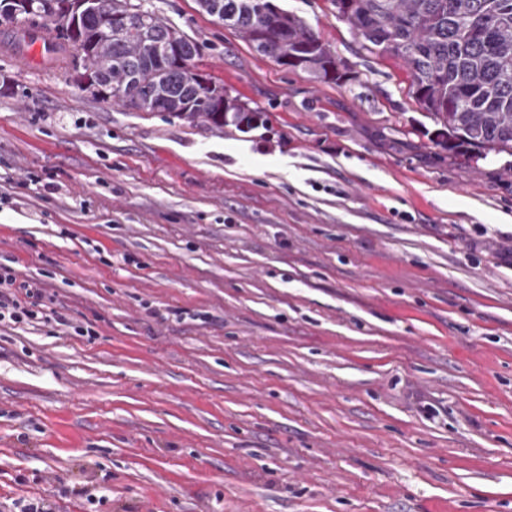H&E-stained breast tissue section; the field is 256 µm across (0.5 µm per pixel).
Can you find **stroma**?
<instances>
[{
    "instance_id": "obj_1",
    "label": "stroma",
    "mask_w": 512,
    "mask_h": 512,
    "mask_svg": "<svg viewBox=\"0 0 512 512\" xmlns=\"http://www.w3.org/2000/svg\"><path fill=\"white\" fill-rule=\"evenodd\" d=\"M139 2L269 124L0 52V266L49 292L0 324V512H512V156L436 147L331 0L275 2L346 85Z\"/></svg>"
}]
</instances>
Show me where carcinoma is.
<instances>
[{"mask_svg": "<svg viewBox=\"0 0 512 512\" xmlns=\"http://www.w3.org/2000/svg\"><path fill=\"white\" fill-rule=\"evenodd\" d=\"M370 54L402 62L409 91L440 129L433 144L485 158L512 155V0H332ZM201 12L234 29L255 51L290 71L342 85L356 80L330 44L287 12L256 0H197ZM57 66L91 80L136 112H163L211 130L244 132L265 123L232 90L192 69L198 45L132 0L66 6L43 21Z\"/></svg>", "mask_w": 512, "mask_h": 512, "instance_id": "1", "label": "carcinoma"}]
</instances>
